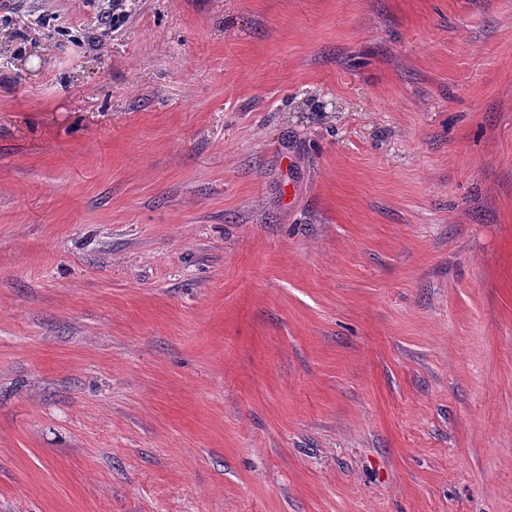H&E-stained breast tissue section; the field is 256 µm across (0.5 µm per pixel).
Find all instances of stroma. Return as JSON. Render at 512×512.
I'll use <instances>...</instances> for the list:
<instances>
[{
    "mask_svg": "<svg viewBox=\"0 0 512 512\" xmlns=\"http://www.w3.org/2000/svg\"><path fill=\"white\" fill-rule=\"evenodd\" d=\"M0 0V512H512V0Z\"/></svg>",
    "mask_w": 512,
    "mask_h": 512,
    "instance_id": "35a3bbf8",
    "label": "stroma"
}]
</instances>
